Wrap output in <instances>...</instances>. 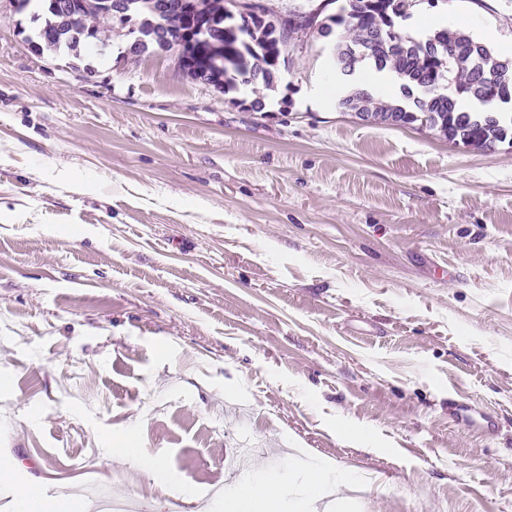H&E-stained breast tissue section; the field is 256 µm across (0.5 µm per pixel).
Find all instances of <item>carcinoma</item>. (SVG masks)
<instances>
[{
	"label": "carcinoma",
	"mask_w": 512,
	"mask_h": 512,
	"mask_svg": "<svg viewBox=\"0 0 512 512\" xmlns=\"http://www.w3.org/2000/svg\"><path fill=\"white\" fill-rule=\"evenodd\" d=\"M84 9L81 20L57 42H44L47 49L67 48L75 51L95 31L87 26L90 17L98 18L97 7ZM130 17L139 18L137 31L143 37L141 51L161 49L153 38L155 25L164 23L170 29L184 28L182 16L157 17L152 0H128ZM415 0H345L339 11L320 19L315 32L322 38L336 36L335 58L338 64L368 61L379 71L386 69L403 80L401 92L413 98V107L373 106L371 94L357 90L339 101L344 112H353L360 119L375 125L407 127L415 124L439 132L448 141L481 150L498 144L512 143V118L500 112H472L459 102H450L436 85L450 84L452 75L462 73L465 84L457 93H466L482 106L493 103L490 92L503 87L512 93V63L500 60L471 36L451 29L433 32L421 40L398 36L392 40L394 19L405 18ZM195 13L224 24L222 36L203 43V54L212 87L220 93L239 86L263 84L273 86L275 71L287 45L276 22L260 18L252 25L230 22V15L221 0H197ZM343 31L337 33L335 28Z\"/></svg>",
	"instance_id": "cac0c4a2"
}]
</instances>
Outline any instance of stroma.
Segmentation results:
<instances>
[{
	"mask_svg": "<svg viewBox=\"0 0 512 512\" xmlns=\"http://www.w3.org/2000/svg\"><path fill=\"white\" fill-rule=\"evenodd\" d=\"M512 49V0H418ZM0 0V458L11 487L224 512V457L353 482L307 512H512V145L342 111L298 31L273 88L222 94L127 29L36 52ZM265 103L254 111V98ZM496 417L485 436L449 398ZM134 444L167 477L108 447Z\"/></svg>",
	"mask_w": 512,
	"mask_h": 512,
	"instance_id": "stroma-1",
	"label": "stroma"
}]
</instances>
